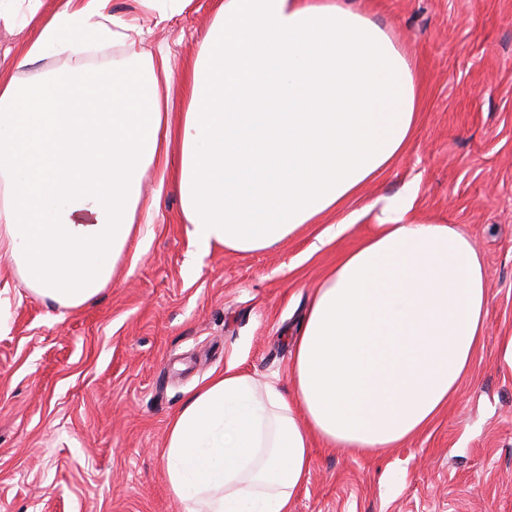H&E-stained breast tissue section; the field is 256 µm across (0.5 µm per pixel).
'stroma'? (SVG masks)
<instances>
[{"label":"stroma","mask_w":512,"mask_h":512,"mask_svg":"<svg viewBox=\"0 0 512 512\" xmlns=\"http://www.w3.org/2000/svg\"><path fill=\"white\" fill-rule=\"evenodd\" d=\"M221 0H110L126 41L85 44L84 61L168 53L175 71L206 52ZM65 0H16L0 18V74L26 82L70 69L26 65L28 42ZM403 48L420 112L405 151L346 211L417 184L415 211L457 225L487 275L486 337L460 392L402 446L375 455L313 438L292 512H512V0H355ZM334 215L263 251L196 254L162 169L143 180L138 224L95 302L59 309L0 260V512H182L161 452L172 415L229 364L292 392L291 333L307 297L359 244L361 220L321 251Z\"/></svg>","instance_id":"35a3bbf8"}]
</instances>
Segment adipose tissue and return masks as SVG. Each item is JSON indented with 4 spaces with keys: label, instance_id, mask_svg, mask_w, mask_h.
<instances>
[{
    "label": "adipose tissue",
    "instance_id": "adipose-tissue-1",
    "mask_svg": "<svg viewBox=\"0 0 512 512\" xmlns=\"http://www.w3.org/2000/svg\"><path fill=\"white\" fill-rule=\"evenodd\" d=\"M107 2L52 14L23 63L111 40ZM205 42L175 131L164 53L109 73L0 75V256L51 305L85 306L111 282L150 167H172L191 247L248 253L330 212L347 231L362 214L344 203L410 140L416 75L350 0H223ZM416 193L375 198L370 233L312 292L293 397L231 365L171 420L163 460L183 512H291L312 437L393 448L457 395L484 336L485 269L456 225L417 219Z\"/></svg>",
    "mask_w": 512,
    "mask_h": 512
}]
</instances>
